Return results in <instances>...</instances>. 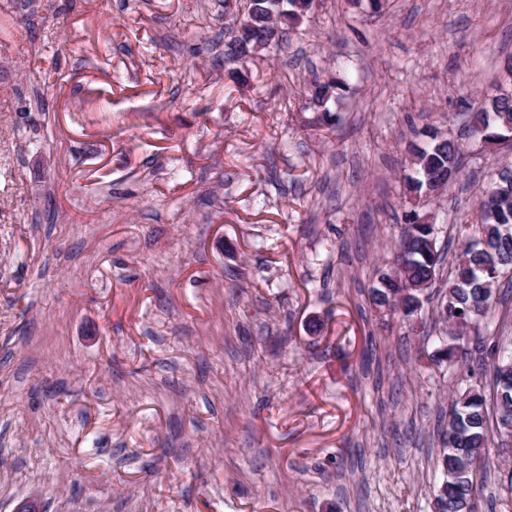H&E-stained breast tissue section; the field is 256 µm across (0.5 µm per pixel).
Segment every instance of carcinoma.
Segmentation results:
<instances>
[{
    "mask_svg": "<svg viewBox=\"0 0 512 512\" xmlns=\"http://www.w3.org/2000/svg\"><path fill=\"white\" fill-rule=\"evenodd\" d=\"M260 16L246 18L241 13L235 35L224 44V57L229 60L249 55V38L265 36L269 45L284 44V27L299 21L295 0H287L281 10L274 0H252ZM343 88L342 82L322 83L314 77L308 87L311 100L322 105ZM512 134V96L499 95L478 107L461 137L446 142L434 134L430 142L415 150L420 159L416 176L410 178L406 190L411 195L430 196L427 177H436L449 185L462 174L467 153L464 141L484 139L497 143ZM495 192L485 194L476 208V219L459 225L462 236L472 235L475 241L447 255L430 241L426 227L412 224L403 233L398 249L403 265L398 280L379 273L378 286L372 289V302L383 308L401 288H431L439 281L444 265H449L448 280L441 300L448 305V321L470 324L465 332L448 346V359L468 348L486 358L480 365L493 373L495 390L493 404L497 423L512 422V354L503 355L497 337L482 333L481 321L491 311L501 280L512 277V168L503 166L491 181ZM442 449L437 460L443 481L437 488L439 512H476V473L489 460L487 430V399L480 391L470 389L456 394L446 428L440 435Z\"/></svg>",
    "mask_w": 512,
    "mask_h": 512,
    "instance_id": "carcinoma-1",
    "label": "carcinoma"
}]
</instances>
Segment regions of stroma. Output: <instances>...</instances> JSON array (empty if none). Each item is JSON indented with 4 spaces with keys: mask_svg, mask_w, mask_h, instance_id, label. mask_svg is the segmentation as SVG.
Instances as JSON below:
<instances>
[{
    "mask_svg": "<svg viewBox=\"0 0 512 512\" xmlns=\"http://www.w3.org/2000/svg\"><path fill=\"white\" fill-rule=\"evenodd\" d=\"M224 0L0 8V512H438L437 424L489 373L373 305L412 216L459 248L512 150L409 199L412 145L512 91V0H320L224 61ZM345 80L321 113L312 76ZM478 512H512L489 422Z\"/></svg>",
    "mask_w": 512,
    "mask_h": 512,
    "instance_id": "35a3bbf8",
    "label": "stroma"
}]
</instances>
